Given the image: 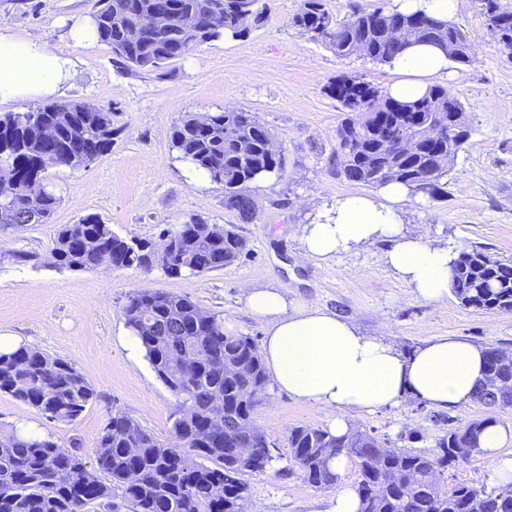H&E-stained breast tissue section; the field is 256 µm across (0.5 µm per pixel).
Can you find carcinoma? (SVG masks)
I'll return each instance as SVG.
<instances>
[{
    "instance_id": "cac0c4a2",
    "label": "carcinoma",
    "mask_w": 512,
    "mask_h": 512,
    "mask_svg": "<svg viewBox=\"0 0 512 512\" xmlns=\"http://www.w3.org/2000/svg\"><path fill=\"white\" fill-rule=\"evenodd\" d=\"M480 13L512 50V9L478 0ZM265 0H96L97 35L114 56L139 69L158 70L198 45L260 27ZM198 23L197 33L185 20ZM291 23L339 56H363L388 65L412 44H431L468 65L472 50L452 21L383 7L357 10L337 21L324 0H301ZM347 112L337 130L334 162L346 180L377 188L399 182L433 197L448 165L468 137L456 92L433 85L401 103L360 75L330 86ZM272 135L242 109L186 112L173 127L171 148L224 188V209L244 223L255 220L248 185L278 174L284 154ZM112 148V113L91 104L52 102L0 117V226L48 224L60 197L47 189L49 170L86 167ZM246 243L235 225H208L192 217L163 230L162 246L126 239L94 214L56 230L48 264L69 271L102 267L154 270L171 277L200 276L234 264ZM455 297L474 310L512 313V259L463 249L455 265ZM156 377L178 401L166 441L112 410L94 439L93 459L80 445L17 428L0 433V512H245L243 476L262 473L273 460L265 434L253 423L269 379L254 340L224 334V318L189 297L140 288L122 307ZM502 349H487L478 393L485 415L448 428L430 453L391 448L367 431L337 438L324 429L295 426L288 448L314 488L335 482L328 461L356 459L360 512H512V484L488 488L458 482L442 487L448 470L481 454L479 438L497 423L495 410L512 407V368ZM54 422L70 423L100 398L71 363L39 349L0 351V393ZM252 449L244 461L238 449ZM199 458L195 462L192 457Z\"/></svg>"
}]
</instances>
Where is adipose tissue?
Here are the masks:
<instances>
[{
	"mask_svg": "<svg viewBox=\"0 0 512 512\" xmlns=\"http://www.w3.org/2000/svg\"><path fill=\"white\" fill-rule=\"evenodd\" d=\"M98 43L93 19L76 20L66 42L52 44L0 30V101L37 105L75 77L69 54ZM449 58L430 45L407 47L392 62L396 81L387 95L412 101L447 74ZM412 187L391 183L372 194H351L325 203L305 225L302 247L309 257L336 254L382 240L385 263L413 293L442 303L454 288L455 247H434L407 234L401 211L415 202ZM248 314L263 323L262 356L273 389L322 412L327 431L347 436L354 417L398 406L407 396L436 409H457L475 402L485 374L481 346L438 336L411 354L391 342L361 334L347 319L287 299L274 289H244ZM497 426L487 427L480 448L497 484L512 483V451H504Z\"/></svg>",
	"mask_w": 512,
	"mask_h": 512,
	"instance_id": "adipose-tissue-1",
	"label": "adipose tissue"
}]
</instances>
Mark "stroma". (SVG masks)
I'll return each instance as SVG.
<instances>
[{
  "label": "stroma",
  "instance_id": "1",
  "mask_svg": "<svg viewBox=\"0 0 512 512\" xmlns=\"http://www.w3.org/2000/svg\"><path fill=\"white\" fill-rule=\"evenodd\" d=\"M301 0H267L268 17L243 37L222 38L192 50L164 68L142 70L117 63L105 45L75 49V80L59 102L89 103L112 114L111 151L87 167L55 171L51 188L61 203L48 224L0 229V336L65 358L100 399L70 423L47 420L34 408L0 393V431L26 426L63 447L91 452L109 410L170 439L177 401L145 357H131L121 307L137 288L174 291L235 324L262 342L265 328L246 312L242 291L275 288L288 298L351 320L366 335L410 351L437 336H460L512 351V313H486L449 297L440 304L417 298L374 243L329 261L308 257L305 224L322 205L360 192L338 175L329 158L345 114L328 87L342 75H361L387 87L396 75L358 55L341 57L291 24ZM95 0H0V28L61 42L73 17L94 15ZM474 61L452 64L444 83L458 93L470 132L448 170L446 193L406 207L408 233L433 246L476 247L512 258V51L488 28L477 0H459L455 17ZM227 107L253 113L285 149V166L273 182L250 185L256 219L239 223L224 208V190L192 182L171 148L173 126L184 113L205 115ZM95 213L126 238L157 241L162 229L191 217L233 224L246 240L240 260L202 276L169 277L135 268L93 272L45 265L58 225ZM37 254L39 266L13 261L14 251ZM480 404L445 411L405 398L400 406L355 418L352 427L375 433L389 446L434 451L448 428L484 415ZM253 419L272 442L273 460L245 477L246 512H329L335 488L307 484L290 457L288 433L297 425L323 427L314 407L268 391Z\"/></svg>",
  "mask_w": 512,
  "mask_h": 512
}]
</instances>
